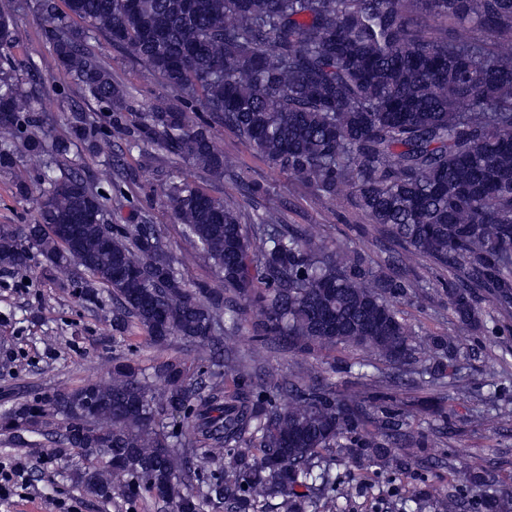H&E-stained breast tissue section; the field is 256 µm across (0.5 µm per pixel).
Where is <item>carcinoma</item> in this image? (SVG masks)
<instances>
[{
    "label": "carcinoma",
    "instance_id": "carcinoma-1",
    "mask_svg": "<svg viewBox=\"0 0 512 512\" xmlns=\"http://www.w3.org/2000/svg\"><path fill=\"white\" fill-rule=\"evenodd\" d=\"M46 40L85 97L112 110L130 144L156 146L168 166L189 165L215 180L237 173L215 149L226 126L260 158L308 185L312 203L352 197L385 256L329 248L321 236L284 224L272 210L253 223L187 181L159 191L215 279L188 284L184 259L155 224H109L106 197L68 159L74 141L108 137L96 113L77 107L72 138L39 136L42 116L0 68V168L28 194L22 152L61 164L40 197L39 219L0 224V268L66 277L81 304L112 297V325L134 324L156 345L178 338L197 352L195 377L177 359L155 368L130 360L107 381L57 389L0 413L4 434L62 440L86 465L73 480L110 501L144 492L172 512H261L280 497L284 512L336 493L322 453L358 427L362 445L407 422L379 419L361 391L337 393L322 369L266 375L260 361L224 349L248 309L263 320L257 341L283 338L312 348L370 349L372 377L422 363L451 367L458 336L478 323L480 303L512 318V0H38ZM20 0H0V57L15 40ZM427 18L446 26L429 36ZM76 21L86 27L73 26ZM104 39L200 107L190 123L168 99L129 123L123 89L91 50ZM448 278V335L417 338L395 301L420 282L417 269ZM241 380L228 392L224 378Z\"/></svg>",
    "mask_w": 512,
    "mask_h": 512
}]
</instances>
